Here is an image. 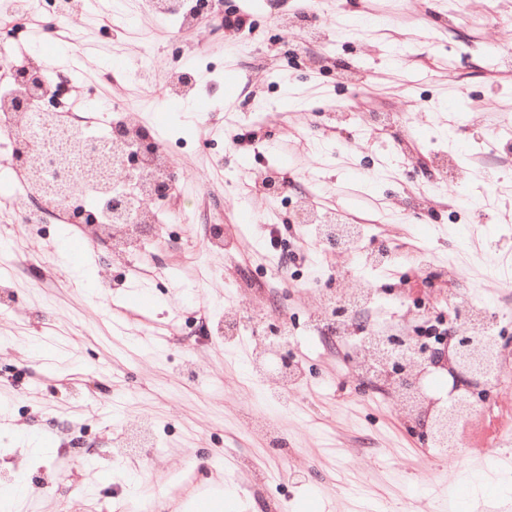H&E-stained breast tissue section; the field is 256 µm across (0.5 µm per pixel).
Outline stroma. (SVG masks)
Returning a JSON list of instances; mask_svg holds the SVG:
<instances>
[{"mask_svg": "<svg viewBox=\"0 0 512 512\" xmlns=\"http://www.w3.org/2000/svg\"><path fill=\"white\" fill-rule=\"evenodd\" d=\"M223 2L246 25L186 29L153 0H124L121 23L95 0L59 20L58 48L35 41L38 22L0 21V39L26 40L95 93L96 126L152 128L178 172L153 211L196 215L126 264L85 225H5L0 502L23 487L10 512H107L129 498L150 512H448L452 497L459 512H512V434L496 462L457 464L351 382L342 349L310 327V261L347 259L294 218L304 199L359 229V253L423 250L478 299L497 297L492 331L512 351L499 286L512 282V0H463L460 14L448 0ZM176 60L197 84L173 107ZM377 113L397 121L363 128ZM253 171L287 191L248 192ZM214 224L231 242L220 253ZM365 276L380 297L367 329L417 334L403 308L428 296L419 275L359 263L345 288ZM256 302L291 330L305 379L289 394L254 370L255 336L224 333L227 308Z\"/></svg>", "mask_w": 512, "mask_h": 512, "instance_id": "1", "label": "stroma"}]
</instances>
